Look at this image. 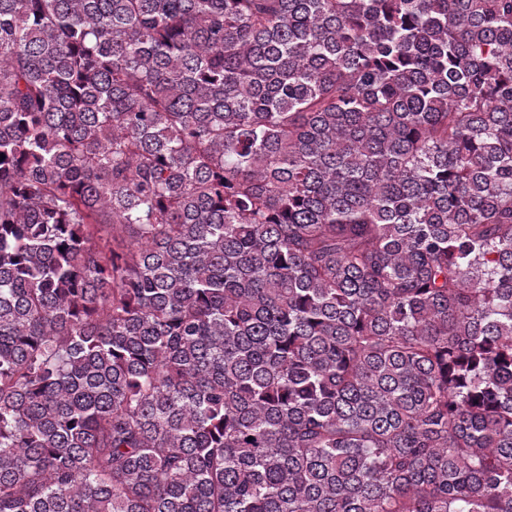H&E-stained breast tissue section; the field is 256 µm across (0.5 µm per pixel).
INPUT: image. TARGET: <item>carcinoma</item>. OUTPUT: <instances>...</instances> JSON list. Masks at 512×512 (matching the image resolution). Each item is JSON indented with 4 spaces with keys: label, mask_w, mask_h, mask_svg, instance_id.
Returning <instances> with one entry per match:
<instances>
[{
    "label": "carcinoma",
    "mask_w": 512,
    "mask_h": 512,
    "mask_svg": "<svg viewBox=\"0 0 512 512\" xmlns=\"http://www.w3.org/2000/svg\"><path fill=\"white\" fill-rule=\"evenodd\" d=\"M0 512H512V0H0Z\"/></svg>",
    "instance_id": "1"
}]
</instances>
